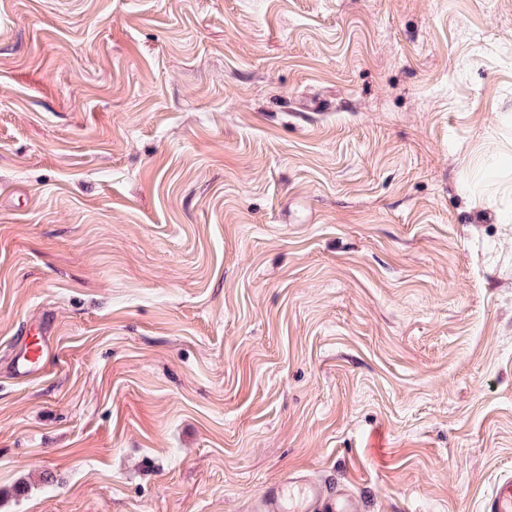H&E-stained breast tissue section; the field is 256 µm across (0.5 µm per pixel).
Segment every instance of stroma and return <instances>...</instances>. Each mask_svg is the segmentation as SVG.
<instances>
[{"mask_svg":"<svg viewBox=\"0 0 512 512\" xmlns=\"http://www.w3.org/2000/svg\"><path fill=\"white\" fill-rule=\"evenodd\" d=\"M509 472L512 0H0V512ZM44 346L41 341L24 350L16 365V372H18L19 377L30 376L37 370V366L42 359Z\"/></svg>","mask_w":512,"mask_h":512,"instance_id":"1","label":"stroma"}]
</instances>
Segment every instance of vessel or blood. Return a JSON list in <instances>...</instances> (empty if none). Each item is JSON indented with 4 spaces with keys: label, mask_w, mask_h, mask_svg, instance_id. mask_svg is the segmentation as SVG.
Wrapping results in <instances>:
<instances>
[{
    "label": "vessel or blood",
    "mask_w": 512,
    "mask_h": 512,
    "mask_svg": "<svg viewBox=\"0 0 512 512\" xmlns=\"http://www.w3.org/2000/svg\"><path fill=\"white\" fill-rule=\"evenodd\" d=\"M44 345L24 350L16 370L32 375L42 359ZM251 512H361V505L349 486L331 487L307 477H290L268 485L252 501ZM484 512H512V475L502 477L488 496Z\"/></svg>",
    "instance_id": "vessel-or-blood-1"
}]
</instances>
